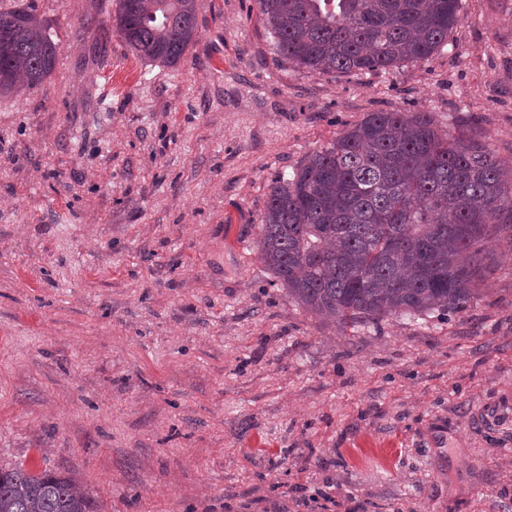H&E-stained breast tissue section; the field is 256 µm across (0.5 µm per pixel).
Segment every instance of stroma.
<instances>
[{
	"label": "stroma",
	"mask_w": 512,
	"mask_h": 512,
	"mask_svg": "<svg viewBox=\"0 0 512 512\" xmlns=\"http://www.w3.org/2000/svg\"><path fill=\"white\" fill-rule=\"evenodd\" d=\"M33 4L54 71L0 96V459L102 512H512V250L480 299L339 329L257 241L276 179L371 112L512 165V0L427 58L315 74L257 0H197L173 67L115 0Z\"/></svg>",
	"instance_id": "35a3bbf8"
}]
</instances>
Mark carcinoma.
<instances>
[{
  "mask_svg": "<svg viewBox=\"0 0 512 512\" xmlns=\"http://www.w3.org/2000/svg\"><path fill=\"white\" fill-rule=\"evenodd\" d=\"M258 4L277 53L319 74L426 58L459 21V0ZM196 16V0H116L113 28L136 57L174 66ZM58 51L35 9L0 8V94L42 84ZM491 238L512 247V168L428 112H371L273 183L259 252L298 304L346 327L468 306L496 259ZM0 512L100 509L73 477L14 462L0 463Z\"/></svg>",
  "mask_w": 512,
  "mask_h": 512,
  "instance_id": "obj_1",
  "label": "carcinoma"
}]
</instances>
